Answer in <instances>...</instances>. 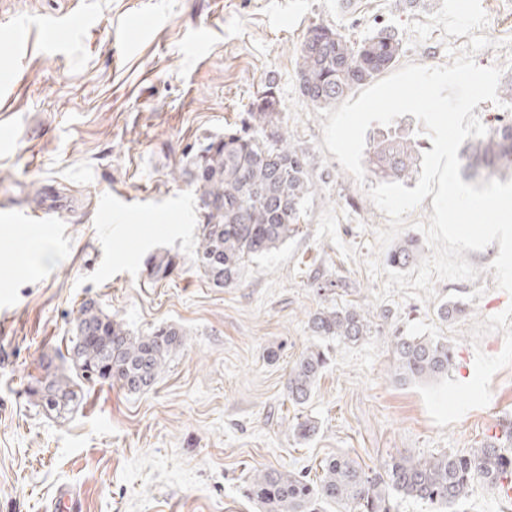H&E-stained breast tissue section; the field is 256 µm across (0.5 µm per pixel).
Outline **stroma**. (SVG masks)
<instances>
[{
    "label": "stroma",
    "instance_id": "35a3bbf8",
    "mask_svg": "<svg viewBox=\"0 0 512 512\" xmlns=\"http://www.w3.org/2000/svg\"><path fill=\"white\" fill-rule=\"evenodd\" d=\"M486 36L499 48L482 66L512 57V0H481ZM87 7L90 25L44 44L37 21ZM434 6L409 0H0V23L27 22L20 42L0 40V512H51L72 486L83 512H261L245 494L264 469L315 476L321 460L347 456L380 470L478 447L512 421V295L490 269L498 244L464 251L479 275L439 281L436 299L375 301L371 275L388 218L364 183L323 144L325 116L301 97L296 52L309 26L359 40L399 21L401 63L449 64L435 29L412 45L407 25ZM284 109L282 130L318 182L295 232L246 262L236 285L212 287L193 259L203 211L188 175L192 157L241 128L267 83ZM45 226L48 258L14 261L24 225ZM178 255L171 275H149L152 257ZM96 300L134 334L173 324L185 333L158 383L131 395L84 387L80 408L46 415L30 378L59 365L84 300ZM451 299L467 310L443 320ZM374 313L351 343L319 340L314 313ZM445 339L456 363L436 380L398 376L394 334ZM328 357L311 399L292 404L288 371L302 351ZM317 422L310 440L293 431Z\"/></svg>",
    "mask_w": 512,
    "mask_h": 512
}]
</instances>
